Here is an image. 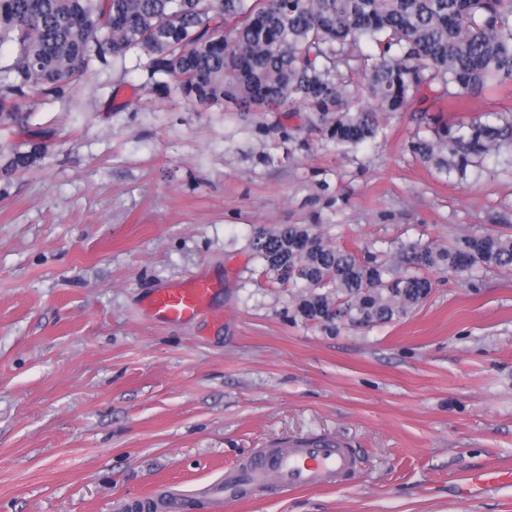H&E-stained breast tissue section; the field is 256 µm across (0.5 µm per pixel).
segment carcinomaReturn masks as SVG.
Returning a JSON list of instances; mask_svg holds the SVG:
<instances>
[{
	"label": "carcinoma",
	"instance_id": "cac0c4a2",
	"mask_svg": "<svg viewBox=\"0 0 512 512\" xmlns=\"http://www.w3.org/2000/svg\"><path fill=\"white\" fill-rule=\"evenodd\" d=\"M362 42L377 55L357 51ZM0 120L25 128L30 95L57 97L89 66L129 50L151 72L173 75L187 101L243 112L298 105L336 147L376 140L379 112H400L435 82L450 97L512 81V0H0ZM408 150L440 172L466 177L490 154L512 165V113L426 127ZM36 137L0 154V181L35 168ZM252 247L291 294L294 316L335 332L391 322L432 290L428 272L512 269V236L493 228L407 249L395 270L323 240L309 224L258 229Z\"/></svg>",
	"mask_w": 512,
	"mask_h": 512
}]
</instances>
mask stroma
Instances as JSON below:
<instances>
[{
  "label": "stroma",
  "mask_w": 512,
  "mask_h": 512,
  "mask_svg": "<svg viewBox=\"0 0 512 512\" xmlns=\"http://www.w3.org/2000/svg\"><path fill=\"white\" fill-rule=\"evenodd\" d=\"M128 52L59 98L30 97L42 163L0 186V512H126L159 488H203L259 449L332 434L361 466L341 487L275 483L223 512H512V488L464 499L472 472L512 469V270L431 272L403 318L339 333L292 316L253 254L255 229L313 224L399 265L413 242L512 234V171L467 181L385 139L342 153L287 106L198 107ZM429 113L455 126L512 109V82ZM194 320L148 317L195 278Z\"/></svg>",
  "instance_id": "obj_1"
}]
</instances>
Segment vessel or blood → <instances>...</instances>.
Wrapping results in <instances>:
<instances>
[{"label":"vessel or blood","mask_w":512,"mask_h":512,"mask_svg":"<svg viewBox=\"0 0 512 512\" xmlns=\"http://www.w3.org/2000/svg\"><path fill=\"white\" fill-rule=\"evenodd\" d=\"M213 292L211 284L197 279L175 288L155 293L148 302L151 315L163 322L177 323L201 314ZM359 461L351 448L333 436L294 442L285 449L264 448L252 455L243 466L225 471L217 501L239 496L242 489L274 481L279 486L300 488L338 486L358 470ZM512 486V470L487 468L470 474L461 485L463 493Z\"/></svg>","instance_id":"1"}]
</instances>
